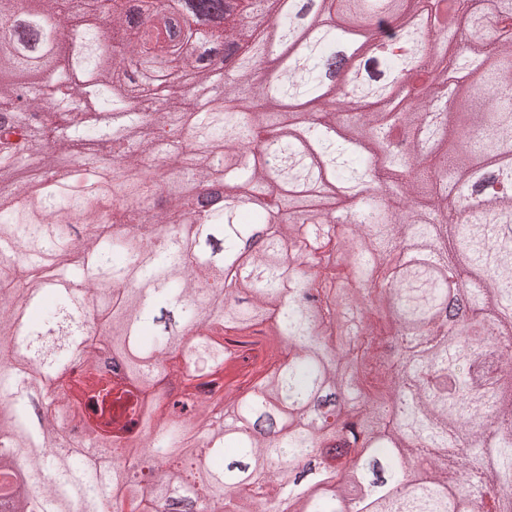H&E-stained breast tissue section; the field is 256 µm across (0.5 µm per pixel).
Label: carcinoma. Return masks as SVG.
Masks as SVG:
<instances>
[{"instance_id": "1", "label": "carcinoma", "mask_w": 512, "mask_h": 512, "mask_svg": "<svg viewBox=\"0 0 512 512\" xmlns=\"http://www.w3.org/2000/svg\"><path fill=\"white\" fill-rule=\"evenodd\" d=\"M186 2L155 0L145 22L141 0H0V192L29 189L0 201L4 497L23 512H251L257 496L268 512H512V368L482 337L512 343V0L489 15L452 0L455 30L431 23L445 0H285L269 22L252 0L239 27L214 21L218 0ZM245 32L235 79L199 99L223 74L196 46L227 60ZM42 38L57 51L43 83ZM427 68L437 82L408 98L401 77ZM161 84L162 109L126 95ZM107 110L123 167L84 154L96 188L77 196L51 172ZM381 269L394 287L372 301ZM353 309L365 337L346 336ZM443 316L460 322L438 335ZM202 321L222 339L191 337ZM168 376L179 400L136 404ZM216 377L232 426L196 400ZM112 396L153 433L145 473ZM85 397L82 433L122 451L46 450Z\"/></svg>"}]
</instances>
